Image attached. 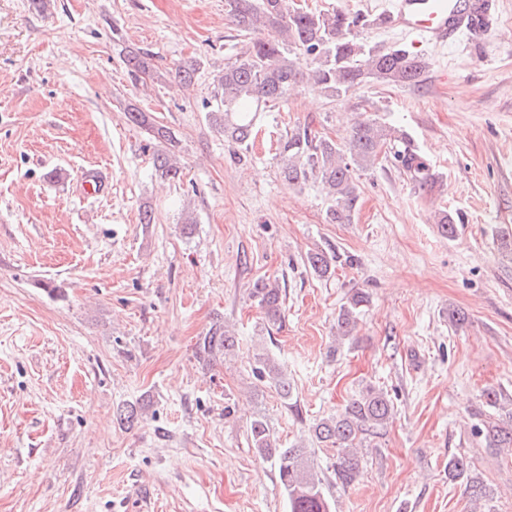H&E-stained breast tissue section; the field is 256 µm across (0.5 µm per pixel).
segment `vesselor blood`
<instances>
[{
	"instance_id": "obj_1",
	"label": "vessel or blood",
	"mask_w": 512,
	"mask_h": 512,
	"mask_svg": "<svg viewBox=\"0 0 512 512\" xmlns=\"http://www.w3.org/2000/svg\"><path fill=\"white\" fill-rule=\"evenodd\" d=\"M379 25L411 44L442 48L459 35L475 38L498 25V0H385Z\"/></svg>"
}]
</instances>
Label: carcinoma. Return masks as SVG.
Segmentation results:
<instances>
[{
    "mask_svg": "<svg viewBox=\"0 0 512 512\" xmlns=\"http://www.w3.org/2000/svg\"><path fill=\"white\" fill-rule=\"evenodd\" d=\"M225 6L238 36L243 38V47L214 79L206 106L211 124L224 135L225 141L238 148L250 146L256 114L286 101L288 89L305 80L322 86L329 97L338 99L368 79L389 86L415 85L428 67L423 57L404 48L383 50L354 39L351 32L367 23L359 15L338 10L313 12L296 0H226ZM269 28L279 32L280 40L272 42L259 37L262 30ZM125 63L135 74L148 76L152 72L147 53L131 52ZM128 117L154 139L173 140L169 129L153 123L146 113L130 112ZM383 152L419 188L431 189L439 182V175L407 132L367 120H359L350 127L343 145L308 126L286 132L278 147L279 174L293 187L311 178L319 180L333 201L327 210L328 221L350 224L359 201L354 172L373 166ZM154 167L164 179L180 178V167L165 153L156 156ZM461 223L463 217L457 213L441 211L435 217L438 231L447 238L456 236ZM335 259L336 256L317 250L307 254L306 264L324 277L331 272ZM249 297L263 310L266 330L282 323L284 302L279 288L257 280L249 289ZM366 302V295L359 291L348 298L337 319L339 335L347 336L355 329L360 308ZM235 343L234 332L215 323L200 337L198 347L210 361L225 357ZM253 374L270 382L280 397L291 399L288 380L268 355H257ZM391 415L387 394L368 387L351 399L341 415L322 419L313 426L318 441L336 446V478L342 484H352L358 473L357 456L350 451L353 442L383 425ZM248 433L252 447L277 467L289 512H331L328 495L308 464L305 448L279 447L261 417L250 421ZM488 434L498 447L512 446V422L495 424Z\"/></svg>",
    "mask_w": 512,
    "mask_h": 512,
    "instance_id": "cac0c4a2",
    "label": "carcinoma"
}]
</instances>
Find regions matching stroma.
<instances>
[{
    "label": "stroma",
    "instance_id": "stroma-1",
    "mask_svg": "<svg viewBox=\"0 0 512 512\" xmlns=\"http://www.w3.org/2000/svg\"><path fill=\"white\" fill-rule=\"evenodd\" d=\"M224 2L54 0L43 13L0 0V512H288L248 440L256 417L280 447L304 444L335 512H512V448L473 434L512 416V0L484 42L422 50L418 84L316 104L295 87L261 114L244 160L206 118L238 50ZM135 50L153 76L126 66ZM194 60L182 87L175 70ZM358 119L408 132L440 182L419 189L381 158L355 174L353 223L332 224L319 182H281L277 142L299 125L342 142ZM159 153L180 181L158 176ZM88 170L106 193L85 196ZM442 209L465 219L454 238L434 222ZM328 247L354 264L317 276L305 258ZM261 278L285 302L272 332L248 296ZM357 290L369 301L338 337ZM218 321L238 344L209 364L198 341ZM262 351L291 400L253 376ZM369 386L392 416L355 441L360 474L344 485L336 449L309 429ZM136 402L138 423L117 421ZM455 455L481 497L449 477ZM131 122L143 127L148 134L158 141H172L173 136L168 128L157 125L145 112H128Z\"/></svg>",
    "mask_w": 512,
    "mask_h": 512
}]
</instances>
